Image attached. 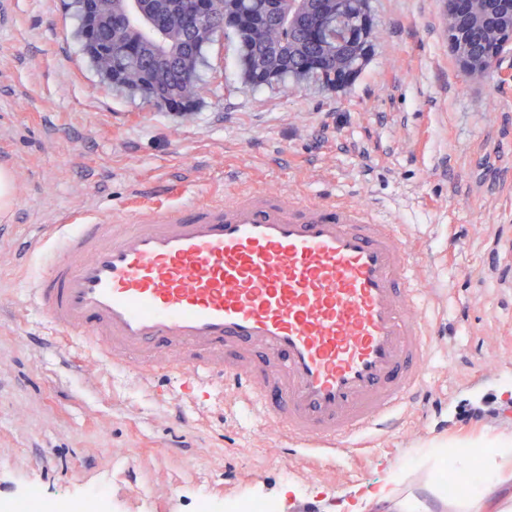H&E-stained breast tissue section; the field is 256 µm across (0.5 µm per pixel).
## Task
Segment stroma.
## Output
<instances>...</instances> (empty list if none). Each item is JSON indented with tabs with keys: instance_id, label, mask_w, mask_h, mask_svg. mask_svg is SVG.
<instances>
[{
	"instance_id": "1",
	"label": "stroma",
	"mask_w": 512,
	"mask_h": 512,
	"mask_svg": "<svg viewBox=\"0 0 512 512\" xmlns=\"http://www.w3.org/2000/svg\"><path fill=\"white\" fill-rule=\"evenodd\" d=\"M368 60L354 81L251 87L238 44L206 48L195 112H162L99 84L68 0H8L0 21V166L15 206L0 219V503L47 504L103 488L107 512H224L239 499L277 512H348L418 445L487 430L512 435V82L473 77L448 47L444 0H369ZM336 194L410 225L429 266L440 327L425 403L354 465L288 454L273 423L220 386L186 395L70 360L16 318L40 272L26 242L62 212H98L165 188L223 195L242 178ZM456 249H449V237Z\"/></svg>"
}]
</instances>
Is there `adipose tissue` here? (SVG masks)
Returning <instances> with one entry per match:
<instances>
[{"instance_id":"obj_1","label":"adipose tissue","mask_w":512,"mask_h":512,"mask_svg":"<svg viewBox=\"0 0 512 512\" xmlns=\"http://www.w3.org/2000/svg\"><path fill=\"white\" fill-rule=\"evenodd\" d=\"M479 463L484 481L479 489L460 486L446 497L441 476ZM416 474L425 492L417 494L408 484ZM434 498L443 512H512V438L500 434L483 437L470 455H460L455 442L435 440L415 448L408 469L388 473L361 499L358 512H427V498Z\"/></svg>"}]
</instances>
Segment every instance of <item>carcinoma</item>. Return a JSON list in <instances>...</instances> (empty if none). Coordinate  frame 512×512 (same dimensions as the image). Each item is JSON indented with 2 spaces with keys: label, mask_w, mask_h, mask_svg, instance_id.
Masks as SVG:
<instances>
[{
  "label": "carcinoma",
  "mask_w": 512,
  "mask_h": 512,
  "mask_svg": "<svg viewBox=\"0 0 512 512\" xmlns=\"http://www.w3.org/2000/svg\"><path fill=\"white\" fill-rule=\"evenodd\" d=\"M74 7L82 51L100 82L137 94L152 106L165 102L176 112L195 111L198 95L186 98L182 88L187 83L198 85V71L191 72L182 63L187 54L202 61L212 39L196 38L185 29L166 33L164 27L149 24L125 0H115V11L125 14L124 34L115 40L105 29H86L81 0H74ZM318 7V0H306L291 13L283 9L269 13L267 0H225L224 29L232 31L239 41L242 70L248 82H253L252 70L267 68L280 77L311 78L334 88L338 59L351 74L359 72L367 58L359 44L310 40L294 26L299 16H312ZM245 12L268 27L266 38L233 23L234 14ZM338 12L335 23L345 30L354 32L360 24L369 23L368 0H340Z\"/></svg>",
  "instance_id": "carcinoma-1"
}]
</instances>
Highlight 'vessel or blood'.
Wrapping results in <instances>:
<instances>
[{
    "instance_id": "vessel-or-blood-1",
    "label": "vessel or blood",
    "mask_w": 512,
    "mask_h": 512,
    "mask_svg": "<svg viewBox=\"0 0 512 512\" xmlns=\"http://www.w3.org/2000/svg\"><path fill=\"white\" fill-rule=\"evenodd\" d=\"M26 303L59 343L150 381L222 384L316 462L395 434L436 338L404 224L335 195L258 185L64 214Z\"/></svg>"
}]
</instances>
